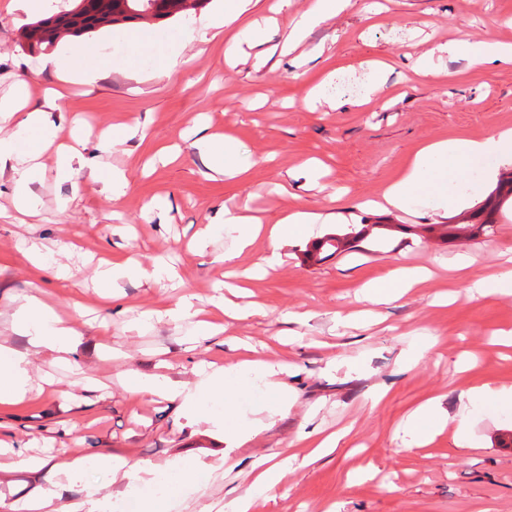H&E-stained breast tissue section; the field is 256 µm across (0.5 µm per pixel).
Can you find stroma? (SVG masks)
<instances>
[{"label":"stroma","mask_w":512,"mask_h":512,"mask_svg":"<svg viewBox=\"0 0 512 512\" xmlns=\"http://www.w3.org/2000/svg\"><path fill=\"white\" fill-rule=\"evenodd\" d=\"M311 0H252L240 24L216 31L205 19L223 14L224 0H212L188 20L172 21L185 43L183 60L171 76L155 67L115 69L89 83L68 85L63 97L45 101L57 87L53 68L43 66L44 50L29 49L21 35L33 21L19 0H0V97L19 81L33 83L31 102L68 135L74 122L104 128L128 117L139 119L144 134L114 148L89 142L73 181L60 183L52 162L43 159L37 186L41 208L19 222L0 220V344L28 358L32 375L43 370L42 356L32 354L27 337L12 331L9 318L20 299L40 290L60 313L75 305L92 317L76 340L77 369L51 371L53 383L36 397L0 404V439L13 444L12 470L0 474V495L24 499L44 485L48 467L65 458L99 453L125 456L137 476L194 467L205 484H193L174 496L156 499L155 512H209L230 489L252 481L250 461L287 448L302 430L321 434L347 429L339 448L289 472L273 499L256 512H512V408L487 404L472 414L467 449L448 435L425 448L408 449L403 424L429 398L441 395L449 412L460 406L461 391L484 383L512 384V350L493 344L495 332L512 329V297L464 295L460 282L438 272L426 287L391 306L380 307V324L338 333L337 316L364 310L360 284L382 275L396 263L432 265L470 253V276L490 272L500 251L512 247V217L464 242H429L418 228L444 224L448 215L431 198L406 212L359 209L379 196L410 157L427 140L475 137L512 125V65L470 67L461 58H443L439 76L412 71L414 60L436 45L489 37L512 43V0H353L350 8L313 28L305 41L277 64L256 66L255 49L243 48L233 64L224 62V46L241 24L274 16L268 45L281 43L294 16ZM367 59L389 63L382 100L361 105L339 85L360 74ZM334 86L317 109L305 101L309 87L327 70ZM210 132L233 137L252 167L241 181L209 178V158L187 133L198 123ZM177 143L180 157L160 161L158 148ZM309 158L324 165V183L341 190L337 201L312 188L298 171ZM120 168L128 189L113 205L97 169ZM287 183L288 194L274 193ZM250 202L264 222L274 224L286 210L304 206L332 212L334 220L316 224L308 237L289 241L282 263L264 278L249 281L254 301L264 312L225 320V331L189 348V323L154 322L145 332L129 323L148 309H165L181 295L207 304L212 286L225 271L245 278L269 250L253 251L225 264L227 235L199 250L188 244L225 203ZM402 224L387 246L369 253H340L321 261L306 259L311 242L350 224ZM40 244L45 268L30 266L25 252ZM166 257L177 266L181 282H122L117 289L99 283L98 258H133L151 265ZM246 279V278H245ZM457 293L446 306L431 302L434 292ZM309 313L305 322L295 313ZM432 339L435 346L411 370L399 366L409 343ZM269 346L274 358L291 367L283 376L293 402L288 412L270 416L279 395L263 380L235 400L246 419L269 424L235 454L232 472L224 470L220 413L204 408L182 411L163 399L138 398L119 382L128 370L153 372L166 361L174 378L194 381L199 362L223 365L235 360L230 340ZM385 388L380 403L375 389ZM113 496L110 473L91 470L65 483L58 507L91 512L85 485Z\"/></svg>","instance_id":"obj_1"}]
</instances>
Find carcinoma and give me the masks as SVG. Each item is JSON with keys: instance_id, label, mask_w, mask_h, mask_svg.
I'll list each match as a JSON object with an SVG mask.
<instances>
[{"instance_id": "cac0c4a2", "label": "carcinoma", "mask_w": 512, "mask_h": 512, "mask_svg": "<svg viewBox=\"0 0 512 512\" xmlns=\"http://www.w3.org/2000/svg\"><path fill=\"white\" fill-rule=\"evenodd\" d=\"M210 3L211 0H199L197 4L191 0H89L88 7L73 16L65 29L56 26L61 15L58 11L33 22L25 31L23 39L29 48L40 49L44 45L55 44L59 37L69 33L78 35L100 28H109L121 33L126 25L138 20L137 12L146 8L153 10L155 17L163 22L178 19L197 7L203 9ZM508 204L512 205V173L501 177L495 191L471 214L472 234L475 235L496 223V215ZM390 233L389 229H375L372 234L365 237L362 230L353 226L340 232V235L347 237L344 250L353 252L358 250L361 243L370 246L384 244Z\"/></svg>"}]
</instances>
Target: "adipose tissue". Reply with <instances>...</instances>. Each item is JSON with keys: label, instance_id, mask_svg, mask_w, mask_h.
Wrapping results in <instances>:
<instances>
[{"label": "adipose tissue", "instance_id": "ef3b65f1", "mask_svg": "<svg viewBox=\"0 0 512 512\" xmlns=\"http://www.w3.org/2000/svg\"><path fill=\"white\" fill-rule=\"evenodd\" d=\"M351 0H315L312 7L300 13L287 38L280 46L281 53L293 52L308 32L326 20L336 17L348 8ZM442 52L450 56L463 57L471 66L512 64V45L485 38L478 40L452 41L442 45ZM68 65L59 72L64 83L90 80L99 73L110 70L114 61L111 55L98 54L85 44H78L66 52ZM31 87L20 82L15 92L0 98V125L13 126L14 132L0 136V169L10 168L12 173L13 204L16 214H37L39 197L34 183L37 179L36 160L43 150L55 148V175L58 180H73L76 165L83 159L85 139L73 135L71 143L57 144V129L51 125L45 112L30 108ZM210 157L209 170L212 175L228 180L244 179L249 165L239 159L236 146L229 136L205 134L196 141ZM480 158H493L501 163H512V128L497 129L479 138L441 139L426 142L412 157L400 176L383 190L380 199L370 201L373 209L384 211H407L422 200L426 187H435L433 200L437 208L446 211L463 210L466 197L452 191L458 179L461 163ZM323 216L300 208H292L275 224L265 225L249 213L245 204L223 206L214 218L213 227L231 236L233 243L225 252V262H232L241 253L250 249L258 240H267L270 252L257 263L255 272L262 275L281 262L280 250L301 231L322 221ZM473 259L469 253L461 252L449 261L448 270L464 281L467 294L486 295L496 293L512 296V250L502 252L497 268L490 274L474 279L469 275ZM99 281L109 287L118 280H175L178 271L174 266L160 263L148 267L114 265L104 263L97 270ZM432 277L429 269L397 263L384 275L360 287L364 301L372 305H388L399 301L412 289L421 287ZM12 326L17 333L26 336L36 351H49L50 366L71 364L72 345L78 331L73 319L61 318L52 303L32 295L26 297L12 314ZM25 357L17 355L11 348L0 345V402L23 399L41 392L50 375L34 381L27 368ZM287 370L286 365L255 352L243 354L232 364L210 365L200 387L191 388L189 383L173 380L164 373L136 374L132 391L141 396L162 397L180 401L187 410L199 411L205 398L220 396L225 409H233L234 397L241 392L243 376L257 374L264 378L267 386L274 387L278 378ZM463 404L456 413H449L443 396H435L418 406L406 419L405 430L412 436L411 444L421 447L428 444L445 428H452L455 441H463L469 428L473 411L494 400L501 405H512V385L491 386L481 384L462 392ZM343 433L320 436L317 430L299 432L295 438V452L280 456L261 455L251 462L255 476L244 490L226 501V512H252L256 502L271 492L282 477L291 471L294 464L310 461L331 453L343 440Z\"/></svg>", "mask_w": 512, "mask_h": 512}]
</instances>
